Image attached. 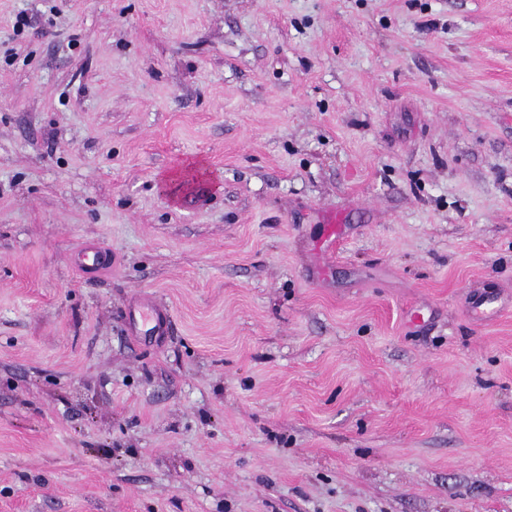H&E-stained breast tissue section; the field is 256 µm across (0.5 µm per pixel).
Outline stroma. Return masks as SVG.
I'll use <instances>...</instances> for the list:
<instances>
[{
    "label": "stroma",
    "mask_w": 512,
    "mask_h": 512,
    "mask_svg": "<svg viewBox=\"0 0 512 512\" xmlns=\"http://www.w3.org/2000/svg\"><path fill=\"white\" fill-rule=\"evenodd\" d=\"M0 512H512V0H0ZM140 320L144 326H148L153 336H165L171 325V317L166 308L157 305L150 296L141 304Z\"/></svg>",
    "instance_id": "stroma-1"
}]
</instances>
